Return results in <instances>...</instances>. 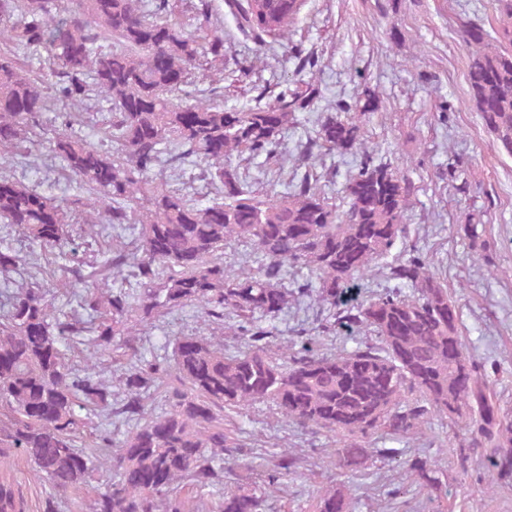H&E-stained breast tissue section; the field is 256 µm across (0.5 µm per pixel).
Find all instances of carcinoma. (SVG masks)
Segmentation results:
<instances>
[{
    "label": "carcinoma",
    "mask_w": 512,
    "mask_h": 512,
    "mask_svg": "<svg viewBox=\"0 0 512 512\" xmlns=\"http://www.w3.org/2000/svg\"><path fill=\"white\" fill-rule=\"evenodd\" d=\"M132 2L0 0V144L26 154L40 137L29 127L36 113L90 98L105 103L111 119L104 135L131 167L88 145L82 131L61 130L56 158L85 190L73 204L101 208L107 224L136 222L138 205L150 213L136 246L139 287L108 293L103 321L71 317L43 288L11 297L0 321V405L12 413L10 425H0V446L25 455L51 487L45 512H57L54 492L79 484L98 464L112 478L91 512H186L176 486L224 483L221 454L240 447L216 408L266 402L299 426L341 432L336 455L349 469L368 460L369 435L408 434L428 415L466 425L477 417L478 432L491 437L497 410L465 352L455 303L421 257L389 263L392 278L414 288L413 297L392 290L349 303L357 280L405 238L409 183L367 154L346 186L349 206L341 214L307 177L290 195L258 199L226 158L238 148L254 155L277 149L280 132L295 117L287 96L248 112L174 102L193 71L224 56L209 0L193 5L188 28L179 17L183 0H153L142 13ZM300 9L295 0H245L241 17L247 27L272 33ZM21 61H44L49 73L26 71ZM468 82L483 125L512 151V53L477 55ZM375 108L370 98L341 107L305 151L352 150L361 127L350 112L365 116ZM164 154L172 163L189 157L203 162L219 197L200 207L177 189H143L134 174L153 173ZM69 219L54 199L0 175V222L21 226L29 240L51 250L64 244ZM240 240L251 243L258 267L228 272L224 246ZM288 267L315 275L330 305L326 328L366 329L376 344L339 355L305 347L281 362L274 358L265 346L272 334L265 323L288 302ZM188 305L218 320H237L245 347L227 354L202 336L178 338L170 355L131 365L119 380L123 398L112 404L99 381L98 358L81 369L65 361L61 346L69 336L92 334L102 354L127 349L129 318L144 321L161 309ZM171 370L180 387L141 421L148 381ZM407 389L420 400L407 402ZM80 402L100 407L108 418L125 416L132 431L119 440L101 432L78 443ZM292 467L293 459L283 455L267 473V485H279ZM417 471L421 486L436 491L435 471L425 463ZM0 512H20L7 483H0ZM211 512H265V497L226 492ZM313 512H351V502L344 490L329 489L315 497Z\"/></svg>",
    "instance_id": "1"
}]
</instances>
